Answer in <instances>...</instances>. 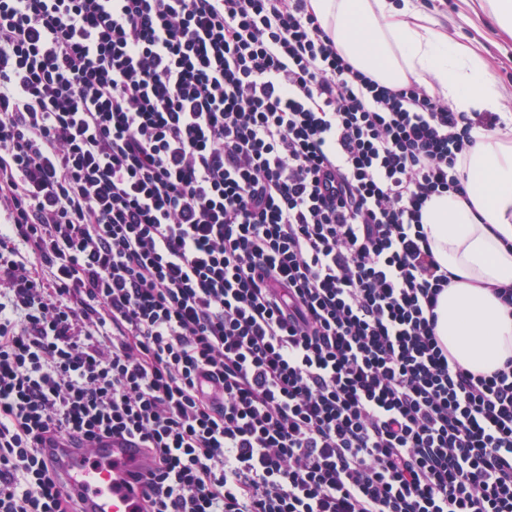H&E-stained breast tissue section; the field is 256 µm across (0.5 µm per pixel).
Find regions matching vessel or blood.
Returning <instances> with one entry per match:
<instances>
[{"mask_svg":"<svg viewBox=\"0 0 512 512\" xmlns=\"http://www.w3.org/2000/svg\"><path fill=\"white\" fill-rule=\"evenodd\" d=\"M51 459L64 471L69 490L87 494V512H138L141 492L127 482L130 472L147 464L141 449L110 444L95 449L89 461L82 449L57 448Z\"/></svg>","mask_w":512,"mask_h":512,"instance_id":"1","label":"vessel or blood"}]
</instances>
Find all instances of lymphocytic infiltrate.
I'll use <instances>...</instances> for the list:
<instances>
[{
  "label": "lymphocytic infiltrate",
  "mask_w": 512,
  "mask_h": 512,
  "mask_svg": "<svg viewBox=\"0 0 512 512\" xmlns=\"http://www.w3.org/2000/svg\"><path fill=\"white\" fill-rule=\"evenodd\" d=\"M499 122L308 0H0V512L114 437L143 512H512V358L449 356L421 223Z\"/></svg>",
  "instance_id": "obj_1"
}]
</instances>
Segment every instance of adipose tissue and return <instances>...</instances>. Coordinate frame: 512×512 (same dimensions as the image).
<instances>
[{"label":"adipose tissue","instance_id":"adipose-tissue-1","mask_svg":"<svg viewBox=\"0 0 512 512\" xmlns=\"http://www.w3.org/2000/svg\"><path fill=\"white\" fill-rule=\"evenodd\" d=\"M339 54L379 83H416L457 112H497L504 128L473 129L458 167L464 194L432 196L422 222L438 262L458 280L441 294L437 334L463 367L489 374L512 357V115L482 58L435 30L414 0H309Z\"/></svg>","mask_w":512,"mask_h":512}]
</instances>
